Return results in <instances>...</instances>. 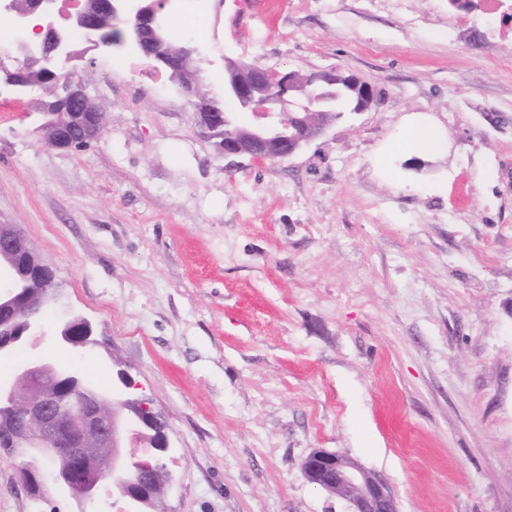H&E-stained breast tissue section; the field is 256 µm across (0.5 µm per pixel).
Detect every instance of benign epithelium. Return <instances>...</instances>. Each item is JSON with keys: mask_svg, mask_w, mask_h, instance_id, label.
I'll list each match as a JSON object with an SVG mask.
<instances>
[{"mask_svg": "<svg viewBox=\"0 0 512 512\" xmlns=\"http://www.w3.org/2000/svg\"><path fill=\"white\" fill-rule=\"evenodd\" d=\"M55 0H29L26 9L14 10V0L0 7L14 12L17 39L10 51H0V83L24 95L50 76L56 83V100L47 105L40 126L46 137L64 149L81 150L97 141L102 114L77 79L78 57L71 50L70 33L84 31L95 46L112 48V35L98 23L102 14L123 17L126 37L143 56L169 73L180 93L200 97L194 79L203 50L186 44L172 50L165 41L172 0H87L61 18L54 14ZM39 15L41 38L28 37L30 18ZM332 74L299 79L293 72L273 75L257 65L224 57L223 100L194 109L202 133L216 140L218 152L229 165L238 160L286 159L321 136L326 126L311 129L308 118L313 102L329 106L336 101ZM0 353L12 351L42 327L46 306L58 303L55 273L44 263L14 224H0ZM26 320L19 321L20 314ZM90 323L72 318L53 337L59 348L79 349L95 343ZM159 419L150 403L140 398L123 408L109 397L85 386L76 371H65L50 361L20 363L14 375L0 379V446L21 458L19 472L26 493L42 496L56 491L85 512L103 483L112 479V496L144 510L149 507L158 479H167L164 466L143 460L134 452L142 442L162 451L168 447L165 432L149 431ZM47 461L45 467L37 462ZM302 470L310 483L335 494L350 505L349 512H399L395 491L385 479L346 457L323 449L311 451Z\"/></svg>", "mask_w": 512, "mask_h": 512, "instance_id": "benign-epithelium-1", "label": "benign epithelium"}]
</instances>
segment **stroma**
Instances as JSON below:
<instances>
[{"instance_id":"1","label":"stroma","mask_w":512,"mask_h":512,"mask_svg":"<svg viewBox=\"0 0 512 512\" xmlns=\"http://www.w3.org/2000/svg\"><path fill=\"white\" fill-rule=\"evenodd\" d=\"M179 0L174 41L273 73L342 71L375 98L285 160L227 167L165 71L86 50L101 139L37 132L43 88L0 89V224L54 270L96 342L56 354L97 391L112 363L167 426L168 512H347L316 448L382 475L400 512H512V32L449 0ZM433 156L387 155L407 123ZM0 452V512L30 498Z\"/></svg>"}]
</instances>
